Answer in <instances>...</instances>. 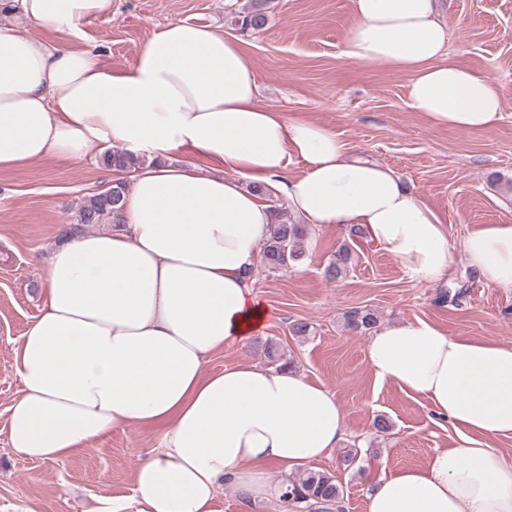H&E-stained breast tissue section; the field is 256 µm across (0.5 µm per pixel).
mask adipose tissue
<instances>
[{
	"instance_id": "1",
	"label": "adipose tissue",
	"mask_w": 512,
	"mask_h": 512,
	"mask_svg": "<svg viewBox=\"0 0 512 512\" xmlns=\"http://www.w3.org/2000/svg\"><path fill=\"white\" fill-rule=\"evenodd\" d=\"M20 7L63 39L0 30V169L115 145L140 164L117 228L69 236L36 263L42 306L16 351L8 408L17 453L57 461L129 424L156 425L128 512H214L220 484L271 498L270 469L289 473L337 448L343 409L303 373L204 371L209 355L272 317L251 277L271 224L265 189L311 226L363 227L417 282L443 279L457 252L487 286L512 288V224L451 244L397 171L263 104L238 39L171 21L115 70L72 45L112 0ZM447 39L437 0H352L341 56L406 73L408 106L430 125L489 130L502 112L498 84L450 59ZM295 157L305 167L292 176ZM366 356L377 380L425 397L457 434L424 467L381 471L367 512H512V465L491 445L512 437V345L417 319L383 327Z\"/></svg>"
}]
</instances>
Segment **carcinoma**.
<instances>
[{"label":"carcinoma","mask_w":512,"mask_h":512,"mask_svg":"<svg viewBox=\"0 0 512 512\" xmlns=\"http://www.w3.org/2000/svg\"><path fill=\"white\" fill-rule=\"evenodd\" d=\"M268 0H250V9L242 19V27L260 29L267 23L265 6ZM100 165L114 172H125L135 165V160L120 151H108L100 157ZM127 183L117 179L103 190L86 197L78 206L74 221L66 233L83 231L92 224H112L119 220L125 204ZM273 224L269 237L263 244L262 265L276 272L301 261L305 256V225L294 222L284 205L271 209ZM350 261V252L342 247L336 260L330 262L324 274L329 280L343 277ZM377 317L369 311H350L345 316L347 329L364 335L375 328ZM280 501L291 512L307 509L309 512H344V490L335 476L323 471H309L302 477L287 480L281 487Z\"/></svg>","instance_id":"cac0c4a2"}]
</instances>
